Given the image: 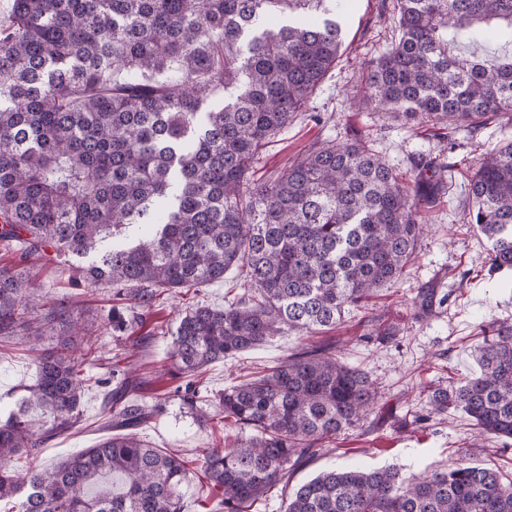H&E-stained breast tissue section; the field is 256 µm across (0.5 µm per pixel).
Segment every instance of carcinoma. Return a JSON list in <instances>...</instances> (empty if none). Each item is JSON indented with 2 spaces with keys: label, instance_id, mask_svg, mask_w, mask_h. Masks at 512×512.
<instances>
[{
  "label": "carcinoma",
  "instance_id": "cac0c4a2",
  "mask_svg": "<svg viewBox=\"0 0 512 512\" xmlns=\"http://www.w3.org/2000/svg\"><path fill=\"white\" fill-rule=\"evenodd\" d=\"M348 0H13L0 27V249L93 256L83 277L142 309L164 291L224 280L248 288L224 306L178 316L167 359L197 387L209 364L288 331L343 321L415 256L419 200L452 166L419 156L401 173L366 141L321 142L273 181L252 178L259 152L336 63ZM400 36L367 66L361 101L385 118L475 134L512 127V0H395ZM493 41L491 60L462 48ZM469 217L490 242L488 271L512 269V139L485 149L469 179ZM418 289L413 315L433 313ZM137 315L112 311L133 336ZM56 342L37 350L36 383L0 423V501L18 512H181L180 457L117 433L51 470L14 469L69 429L100 361L73 306L39 294L23 266L0 267V333ZM479 371L427 395L421 424L462 411L482 442L512 440V322L478 325ZM110 412L136 427L141 381L112 365ZM378 393L363 369L309 344L220 396L236 440L203 456L219 490L209 512H251L288 474L367 419ZM50 426H29V409ZM112 473L122 486L86 489ZM285 512H512V481L465 460L426 476L394 467L327 468L288 491Z\"/></svg>",
  "mask_w": 512,
  "mask_h": 512
}]
</instances>
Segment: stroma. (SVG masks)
Instances as JSON below:
<instances>
[{
    "mask_svg": "<svg viewBox=\"0 0 512 512\" xmlns=\"http://www.w3.org/2000/svg\"><path fill=\"white\" fill-rule=\"evenodd\" d=\"M397 37V21L382 9L381 0H350L343 46L334 67L306 111L297 113L253 163L255 177L267 180L279 175L288 162L314 143H341L358 137L403 170L418 154L456 164L458 169L425 203L426 231L402 279L383 287L366 307L350 309L341 325L315 338L316 343L341 350L346 362L368 373L379 393L378 407L363 426L344 432L339 448L291 473L287 486L263 498L258 512H284L289 487L331 467L393 466L406 475H425L461 457L512 473V449L503 451L495 444L472 447L471 421L464 413L432 418L424 427L412 422L415 411L425 404L417 394V384L433 389L447 384L449 372L462 376L476 372L469 343L477 324L512 321V270L488 274L489 243L469 222L466 172L475 167L485 148L503 139L500 126L489 124L475 137L458 131L448 145L424 127L378 119L371 108L357 103L366 62L387 51ZM20 261L35 275L36 285L44 294L88 311L102 356V365L93 368V375L103 377L106 366L120 361L137 368L139 377L148 381L138 401L159 400L163 408L139 428L138 435L152 447L183 457L192 469L200 465L206 448L219 440L231 442L236 438L233 426L218 430L212 421L213 403L224 388L277 366L303 345L297 336L286 333L212 363L198 377L199 398L191 408L173 393L186 379L167 358L166 335L186 305L200 302L220 307L225 299L242 293L245 282L239 271H229L223 281L185 294H167L165 300L144 311L141 333L145 341L135 349L112 329L116 299L111 286L86 282L79 273L81 259L61 256L50 260L32 254L23 261L18 254L0 250V266ZM426 284L435 286L442 303L431 318L421 321L413 318L410 301ZM35 380L28 346L0 337V407L13 406ZM105 395V389L95 385L86 389L78 423L48 441L37 454L15 458V466L50 469L107 437L111 429L103 407Z\"/></svg>",
    "mask_w": 512,
    "mask_h": 512,
    "instance_id": "1",
    "label": "stroma"
}]
</instances>
